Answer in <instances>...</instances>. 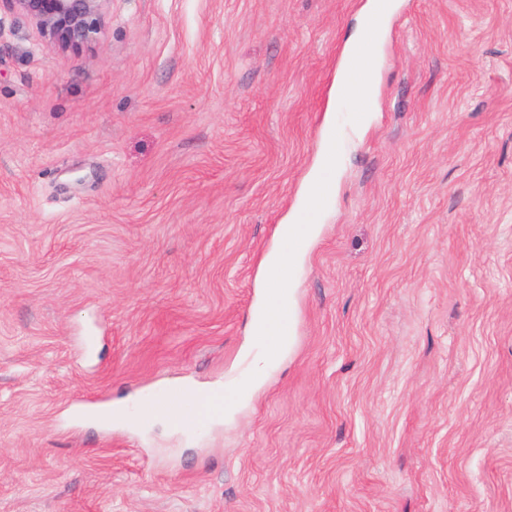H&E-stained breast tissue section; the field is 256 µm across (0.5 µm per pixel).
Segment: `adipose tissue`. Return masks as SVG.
<instances>
[{"label": "adipose tissue", "instance_id": "adipose-tissue-1", "mask_svg": "<svg viewBox=\"0 0 512 512\" xmlns=\"http://www.w3.org/2000/svg\"><path fill=\"white\" fill-rule=\"evenodd\" d=\"M393 9V0H369L362 13L360 32L349 42L346 62L339 75L341 94H344L346 102L356 108L363 120L367 119L372 106V88L376 77L374 45L384 34ZM318 232V225L303 224L296 219L281 225V239L292 242L293 247L288 251L275 250L264 261L266 300L258 307L253 318L254 335L261 348L250 371L251 386H260L265 379L269 361L293 346L292 333L271 336L267 333V325L270 321L292 315L294 290L287 275L306 254Z\"/></svg>", "mask_w": 512, "mask_h": 512}]
</instances>
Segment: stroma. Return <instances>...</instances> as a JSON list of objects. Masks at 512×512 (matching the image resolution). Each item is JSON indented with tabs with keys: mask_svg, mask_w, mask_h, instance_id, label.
I'll return each instance as SVG.
<instances>
[{
	"mask_svg": "<svg viewBox=\"0 0 512 512\" xmlns=\"http://www.w3.org/2000/svg\"><path fill=\"white\" fill-rule=\"evenodd\" d=\"M366 2L109 0L66 51L0 10V512H512V0H396L360 126L329 103ZM178 383L222 417L140 416ZM319 232L318 224H300L297 216L282 224L280 227L281 246L270 253L264 261V278L266 283V300L258 307L253 318V331L261 344L259 354L254 358L250 371V384L252 387L260 386L266 376V369L270 360H273L287 350H291L295 336L291 331L294 309V288L287 281V273L297 265L307 253L310 242ZM295 246L288 251L283 250V244ZM273 301V304H271ZM288 315V333L281 336H268L267 325L273 320H283Z\"/></svg>",
	"mask_w": 512,
	"mask_h": 512,
	"instance_id": "1",
	"label": "stroma"
}]
</instances>
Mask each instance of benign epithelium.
Instances as JSON below:
<instances>
[{
  "label": "benign epithelium",
  "mask_w": 512,
  "mask_h": 512,
  "mask_svg": "<svg viewBox=\"0 0 512 512\" xmlns=\"http://www.w3.org/2000/svg\"><path fill=\"white\" fill-rule=\"evenodd\" d=\"M108 0H0L26 16L44 40L62 50L97 42Z\"/></svg>",
  "instance_id": "1"
}]
</instances>
